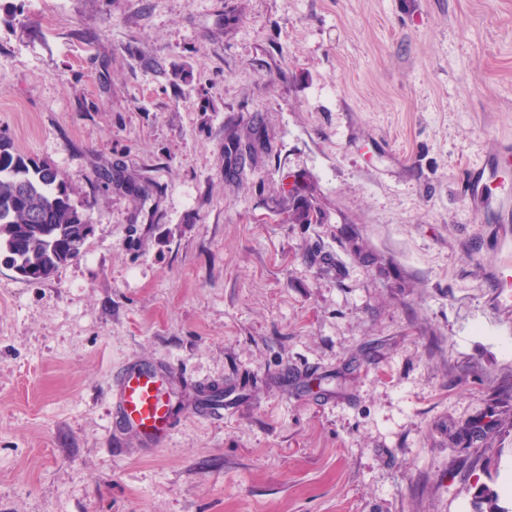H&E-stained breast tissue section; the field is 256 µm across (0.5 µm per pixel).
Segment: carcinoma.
I'll return each instance as SVG.
<instances>
[{"mask_svg":"<svg viewBox=\"0 0 512 512\" xmlns=\"http://www.w3.org/2000/svg\"><path fill=\"white\" fill-rule=\"evenodd\" d=\"M51 164L18 152L0 135V261L46 280L78 259L88 239L87 207Z\"/></svg>","mask_w":512,"mask_h":512,"instance_id":"obj_1","label":"carcinoma"}]
</instances>
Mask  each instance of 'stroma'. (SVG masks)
<instances>
[{"mask_svg": "<svg viewBox=\"0 0 512 512\" xmlns=\"http://www.w3.org/2000/svg\"><path fill=\"white\" fill-rule=\"evenodd\" d=\"M0 133L94 226L0 263V512H512V0H0ZM112 399V420L132 432L143 447L160 446L171 435L176 393L167 366H125L116 378ZM201 395L200 403L198 408L208 417L215 420H224V414L230 413L233 409V398L228 400H216L209 398L207 391H200Z\"/></svg>", "mask_w": 512, "mask_h": 512, "instance_id": "35a3bbf8", "label": "stroma"}]
</instances>
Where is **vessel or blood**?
Segmentation results:
<instances>
[{
  "instance_id": "b4317fda",
  "label": "vessel or blood",
  "mask_w": 512,
  "mask_h": 512,
  "mask_svg": "<svg viewBox=\"0 0 512 512\" xmlns=\"http://www.w3.org/2000/svg\"><path fill=\"white\" fill-rule=\"evenodd\" d=\"M112 399L113 421L132 432L143 447L159 446L169 438L176 393L166 366H125L116 378Z\"/></svg>"
}]
</instances>
